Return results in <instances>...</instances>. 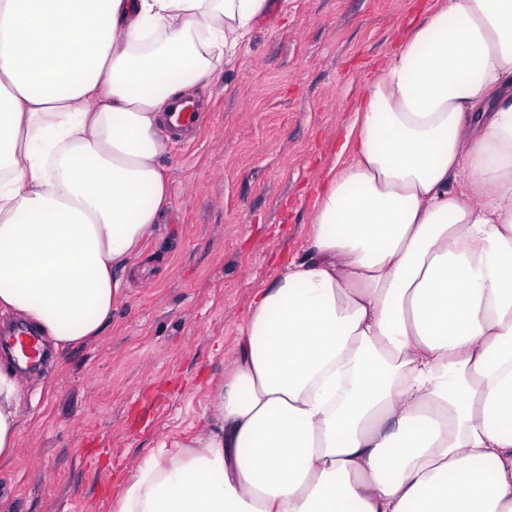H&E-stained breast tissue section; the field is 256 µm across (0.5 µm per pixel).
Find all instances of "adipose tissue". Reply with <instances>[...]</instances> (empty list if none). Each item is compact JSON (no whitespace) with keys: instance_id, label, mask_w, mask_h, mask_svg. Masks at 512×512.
I'll return each mask as SVG.
<instances>
[{"instance_id":"adipose-tissue-1","label":"adipose tissue","mask_w":512,"mask_h":512,"mask_svg":"<svg viewBox=\"0 0 512 512\" xmlns=\"http://www.w3.org/2000/svg\"><path fill=\"white\" fill-rule=\"evenodd\" d=\"M268 0H0V315L102 333L170 208L165 118ZM197 435L113 512H512V0H442L366 79ZM21 384L0 361V460Z\"/></svg>"}]
</instances>
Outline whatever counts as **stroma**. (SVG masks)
<instances>
[{"label": "stroma", "mask_w": 512, "mask_h": 512, "mask_svg": "<svg viewBox=\"0 0 512 512\" xmlns=\"http://www.w3.org/2000/svg\"><path fill=\"white\" fill-rule=\"evenodd\" d=\"M434 2L270 0L221 71L191 90L204 122L169 139L171 206L111 321L22 383L0 512H112L161 440L195 434L254 292L307 245L305 197L365 78Z\"/></svg>", "instance_id": "35a3bbf8"}]
</instances>
